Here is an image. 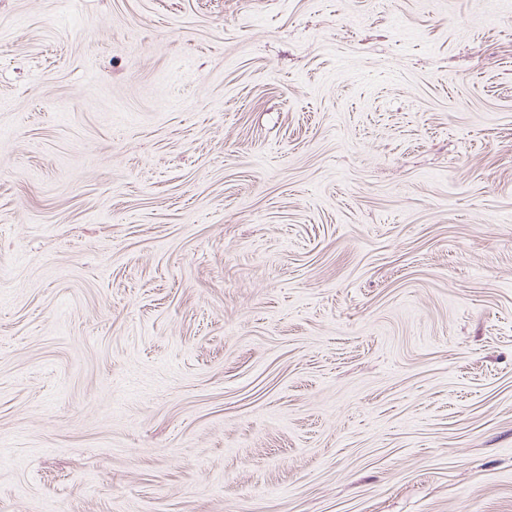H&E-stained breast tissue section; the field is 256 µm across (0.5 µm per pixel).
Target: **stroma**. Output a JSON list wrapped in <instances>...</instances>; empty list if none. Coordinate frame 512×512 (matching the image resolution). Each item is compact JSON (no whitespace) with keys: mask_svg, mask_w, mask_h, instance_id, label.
Returning a JSON list of instances; mask_svg holds the SVG:
<instances>
[{"mask_svg":"<svg viewBox=\"0 0 512 512\" xmlns=\"http://www.w3.org/2000/svg\"><path fill=\"white\" fill-rule=\"evenodd\" d=\"M0 512H512V0H0Z\"/></svg>","mask_w":512,"mask_h":512,"instance_id":"obj_1","label":"stroma"}]
</instances>
